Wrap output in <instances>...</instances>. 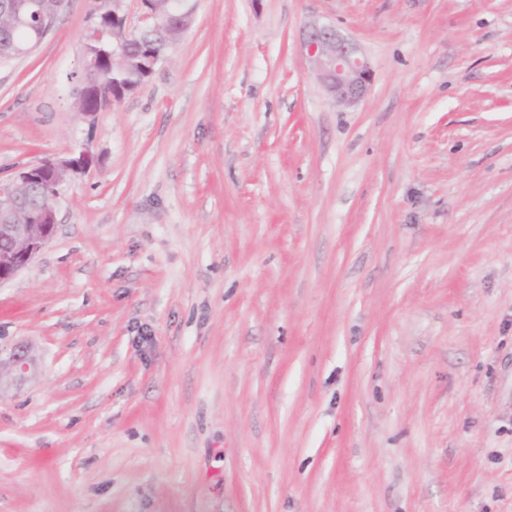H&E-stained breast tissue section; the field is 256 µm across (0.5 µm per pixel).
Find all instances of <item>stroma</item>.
<instances>
[{
    "label": "stroma",
    "mask_w": 512,
    "mask_h": 512,
    "mask_svg": "<svg viewBox=\"0 0 512 512\" xmlns=\"http://www.w3.org/2000/svg\"><path fill=\"white\" fill-rule=\"evenodd\" d=\"M192 4L91 119L92 0L0 60V179L100 160L0 286V512H512V0ZM303 45L321 84L338 104L362 100L372 81V69L358 47L329 23L310 22Z\"/></svg>",
    "instance_id": "35a3bbf8"
}]
</instances>
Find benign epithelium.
I'll return each mask as SVG.
<instances>
[{
	"instance_id": "benign-epithelium-1",
	"label": "benign epithelium",
	"mask_w": 512,
	"mask_h": 512,
	"mask_svg": "<svg viewBox=\"0 0 512 512\" xmlns=\"http://www.w3.org/2000/svg\"><path fill=\"white\" fill-rule=\"evenodd\" d=\"M123 0H111L112 17L121 32H112V51L120 47L121 34L135 33L123 14ZM303 45L321 84L338 104L362 100L372 81V69L358 47L329 23L310 22L303 30ZM95 158L82 152L63 160L28 165L15 176L0 180V284L13 280L54 237L57 217L53 207L23 210L21 201L45 183L60 184L66 174L83 175Z\"/></svg>"
}]
</instances>
